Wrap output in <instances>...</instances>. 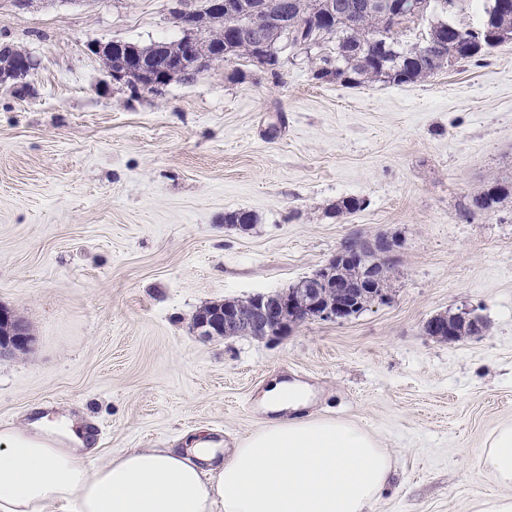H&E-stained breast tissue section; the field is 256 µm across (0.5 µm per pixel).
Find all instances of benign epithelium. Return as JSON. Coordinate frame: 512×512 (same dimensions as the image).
<instances>
[{
    "instance_id": "1",
    "label": "benign epithelium",
    "mask_w": 512,
    "mask_h": 512,
    "mask_svg": "<svg viewBox=\"0 0 512 512\" xmlns=\"http://www.w3.org/2000/svg\"><path fill=\"white\" fill-rule=\"evenodd\" d=\"M381 6L385 12L398 17L417 18L422 16L424 3L421 0H384ZM229 10L233 17L244 27L256 31L255 41L259 48H264L263 29L278 23L277 10L270 7L257 11L248 6L245 0L232 4L228 0H211L209 15L201 18L191 10L178 9L176 19L184 31L181 49L172 58L169 65L154 70L124 49L114 52L115 61L109 75L112 83L130 88L142 86L161 90L168 83L169 77L179 71L204 72L217 62L223 61L219 54L203 53L200 50V38L208 20H224V11ZM3 78L10 81L9 87L22 95L28 89V77L36 66L32 59L17 62L13 57L5 58ZM394 242L384 235L372 240L355 237L346 240L336 251L332 260L338 265L355 264L360 270V277L355 282L333 281L328 270L315 272L310 278L298 285V293L263 294L255 307L242 312L236 307L226 306L224 312L215 316L193 321V329L201 336L261 335L284 336L297 325L309 320L336 322L343 320L351 310L354 289L381 287L377 263L388 262L393 251ZM0 351L14 352L31 347L33 337L22 321L9 313H0ZM427 334L442 340L453 341L455 329L444 314L431 317L426 323Z\"/></svg>"
}]
</instances>
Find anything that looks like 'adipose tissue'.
Segmentation results:
<instances>
[{"mask_svg": "<svg viewBox=\"0 0 512 512\" xmlns=\"http://www.w3.org/2000/svg\"><path fill=\"white\" fill-rule=\"evenodd\" d=\"M274 415L224 452L210 439L190 448L126 450L86 463L77 448L41 430L0 429V512H369L387 485L392 456L364 428L304 415L296 385L272 380ZM498 486L474 512H512V423L478 451Z\"/></svg>", "mask_w": 512, "mask_h": 512, "instance_id": "obj_1", "label": "adipose tissue"}]
</instances>
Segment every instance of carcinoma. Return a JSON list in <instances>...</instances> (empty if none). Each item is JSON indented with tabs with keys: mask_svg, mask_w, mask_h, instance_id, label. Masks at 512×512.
Segmentation results:
<instances>
[{
	"mask_svg": "<svg viewBox=\"0 0 512 512\" xmlns=\"http://www.w3.org/2000/svg\"><path fill=\"white\" fill-rule=\"evenodd\" d=\"M265 1L280 10V24L266 37L271 48L281 52L282 41H294L307 20L317 18L319 52L311 58L314 75L318 79L331 75L343 85L416 82L444 68L450 56L457 62L471 60L489 48L483 42L474 41L466 28L440 19L448 13L452 0H428L438 19L431 24L424 45L411 49L402 47L396 37L402 21L378 9H364L367 0H249V3L258 7ZM484 20L502 40L512 39V7L501 8L499 0H488ZM371 39L381 41L386 51L377 53L369 44ZM251 45L252 40L243 36L242 31L215 23L209 27L201 49L210 52L222 46L227 59L254 62ZM138 50L141 57L155 59L160 65L162 54H175L178 47L173 42H154ZM509 197H512V180L495 179L471 196L468 212H490Z\"/></svg>",
	"mask_w": 512,
	"mask_h": 512,
	"instance_id": "carcinoma-1",
	"label": "carcinoma"
}]
</instances>
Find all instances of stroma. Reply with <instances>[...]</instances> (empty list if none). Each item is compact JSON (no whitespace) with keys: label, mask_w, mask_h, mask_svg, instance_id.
Returning a JSON list of instances; mask_svg holds the SVG:
<instances>
[{"label":"stroma","mask_w":512,"mask_h":512,"mask_svg":"<svg viewBox=\"0 0 512 512\" xmlns=\"http://www.w3.org/2000/svg\"><path fill=\"white\" fill-rule=\"evenodd\" d=\"M174 5L0 0V39L38 61L26 96L0 86V308L34 337L0 355V426H81L101 462L201 433L229 448L266 425L278 377L391 452L370 512H473L498 491L476 450L512 422V197L464 211L512 179V40L401 85L315 79L290 47L275 73L114 85L89 43L179 39ZM350 196L365 209L334 215ZM237 210L254 224L225 225ZM380 234L398 242L386 302L283 338L193 331L204 304L287 289ZM464 310L481 334H425ZM509 197H512V180L494 179L471 196L467 210L470 214L490 212Z\"/></svg>","instance_id":"obj_1"}]
</instances>
